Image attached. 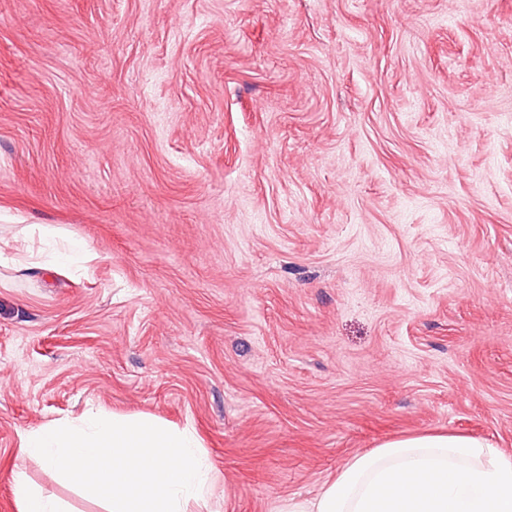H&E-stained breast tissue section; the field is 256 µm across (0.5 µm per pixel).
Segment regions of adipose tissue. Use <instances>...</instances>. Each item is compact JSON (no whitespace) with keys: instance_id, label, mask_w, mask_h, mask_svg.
Instances as JSON below:
<instances>
[{"instance_id":"ef3b65f1","label":"adipose tissue","mask_w":512,"mask_h":512,"mask_svg":"<svg viewBox=\"0 0 512 512\" xmlns=\"http://www.w3.org/2000/svg\"><path fill=\"white\" fill-rule=\"evenodd\" d=\"M279 512H512V454L452 432L385 441Z\"/></svg>"}]
</instances>
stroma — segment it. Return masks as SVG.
<instances>
[{
  "label": "stroma",
  "instance_id": "obj_1",
  "mask_svg": "<svg viewBox=\"0 0 512 512\" xmlns=\"http://www.w3.org/2000/svg\"><path fill=\"white\" fill-rule=\"evenodd\" d=\"M191 425L210 512L512 452V0H0V512L22 433Z\"/></svg>",
  "mask_w": 512,
  "mask_h": 512
}]
</instances>
